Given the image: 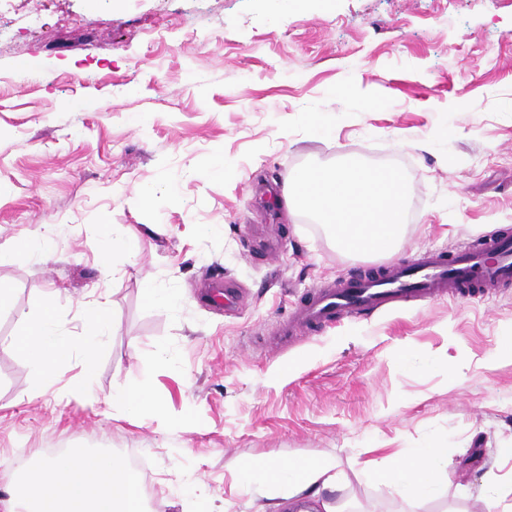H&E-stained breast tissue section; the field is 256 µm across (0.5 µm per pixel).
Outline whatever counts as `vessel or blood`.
I'll return each instance as SVG.
<instances>
[{
    "label": "vessel or blood",
    "instance_id": "1",
    "mask_svg": "<svg viewBox=\"0 0 512 512\" xmlns=\"http://www.w3.org/2000/svg\"><path fill=\"white\" fill-rule=\"evenodd\" d=\"M512 286V229L491 238L484 249L448 254L437 250L393 264L381 272L317 286L294 314L281 321V341L323 328L353 314L372 315L397 305L448 295H475Z\"/></svg>",
    "mask_w": 512,
    "mask_h": 512
}]
</instances>
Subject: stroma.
Listing matches in <instances>:
<instances>
[{"instance_id":"1","label":"stroma","mask_w":512,"mask_h":512,"mask_svg":"<svg viewBox=\"0 0 512 512\" xmlns=\"http://www.w3.org/2000/svg\"><path fill=\"white\" fill-rule=\"evenodd\" d=\"M330 136H310L314 120ZM451 137H443L446 127ZM233 162L227 180L198 163ZM398 172L406 223L392 256L355 257L268 189L346 159ZM0 248L52 231L55 255L0 266V477L64 451L123 457L150 512H259L256 460L333 457L341 512H486L487 471L512 479V288L343 319L275 346L316 285L512 228V0H0ZM155 190L144 199V187ZM138 253L103 274L112 231ZM243 297L203 303L212 279ZM177 294L148 306L144 285ZM116 329L82 397L79 356L39 395L11 345L56 291L78 340L93 289ZM148 382L136 416L115 385ZM441 442L436 493L408 500L361 473Z\"/></svg>"}]
</instances>
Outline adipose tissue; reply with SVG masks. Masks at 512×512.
<instances>
[{
  "label": "adipose tissue",
  "instance_id": "ef3b65f1",
  "mask_svg": "<svg viewBox=\"0 0 512 512\" xmlns=\"http://www.w3.org/2000/svg\"><path fill=\"white\" fill-rule=\"evenodd\" d=\"M405 186L396 172L371 170L352 163L340 169L311 168L297 173L284 191L285 202L312 210L325 224L337 247L355 256L388 255L399 242ZM54 293H46L38 315L20 319L14 347L34 364L31 390L51 385L72 355H79L82 375L70 385L73 394L87 391L95 373L104 336L114 330L108 300L89 307L79 345H71L60 330ZM449 450L438 445L420 448L377 476L399 495L416 499L431 493L441 481ZM260 512H288L294 499L307 491L338 487L342 474L331 458L286 463L261 462L244 470ZM143 490L128 463L112 454L67 452L42 460L25 473L13 475L0 512H146Z\"/></svg>",
  "mask_w": 512,
  "mask_h": 512
}]
</instances>
